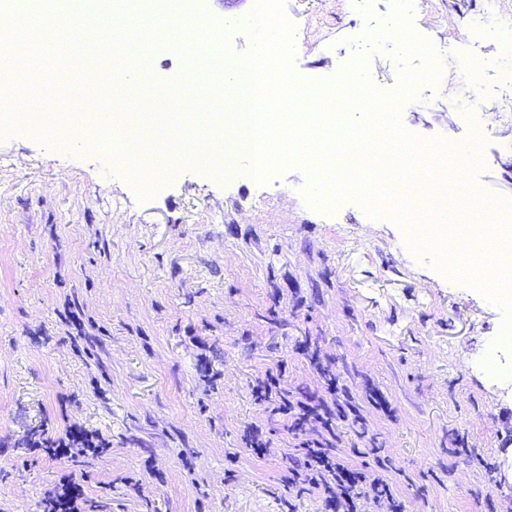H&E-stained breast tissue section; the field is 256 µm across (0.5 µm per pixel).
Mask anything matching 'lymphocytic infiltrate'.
I'll list each match as a JSON object with an SVG mask.
<instances>
[{"instance_id":"f902f5d3","label":"lymphocytic infiltrate","mask_w":512,"mask_h":512,"mask_svg":"<svg viewBox=\"0 0 512 512\" xmlns=\"http://www.w3.org/2000/svg\"><path fill=\"white\" fill-rule=\"evenodd\" d=\"M255 396L261 403L276 401V413L288 422L297 438L296 453L288 458L292 485L320 490L337 512H361L364 502L384 503L389 512H402L401 503L380 475L381 470L388 468V461L378 460L376 470L366 471L349 467L338 459L333 442L336 422L346 416L344 407L332 410L311 400L292 398L282 388L277 371L266 373L255 388Z\"/></svg>"}]
</instances>
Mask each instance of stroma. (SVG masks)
Returning <instances> with one entry per match:
<instances>
[{"mask_svg": "<svg viewBox=\"0 0 512 512\" xmlns=\"http://www.w3.org/2000/svg\"><path fill=\"white\" fill-rule=\"evenodd\" d=\"M194 2L221 50H157V83L180 87L221 67L223 49H252L255 0ZM415 2L411 29L442 72L398 120L426 139L477 132L473 187L512 201V110L468 102L473 57L502 84L512 55L470 28L485 0ZM365 5L395 12V0H284L295 73L329 79L358 59L396 90L403 61L395 41L363 40ZM224 155L227 180L187 166L141 193L78 137L49 145L0 124V512H44L66 476L85 512H325L318 491L285 492L294 440L256 401L281 364L301 399L326 398L324 376H337L361 418L339 423L336 454L371 470L380 449L403 512H512V428L497 422L512 418V370L493 381L481 367L502 310L412 254L390 215L351 199L326 213L303 168L259 183L235 141ZM254 426L269 439L261 455L244 441ZM74 430L105 451L75 462L35 446Z\"/></svg>", "mask_w": 512, "mask_h": 512, "instance_id": "obj_1", "label": "stroma"}]
</instances>
